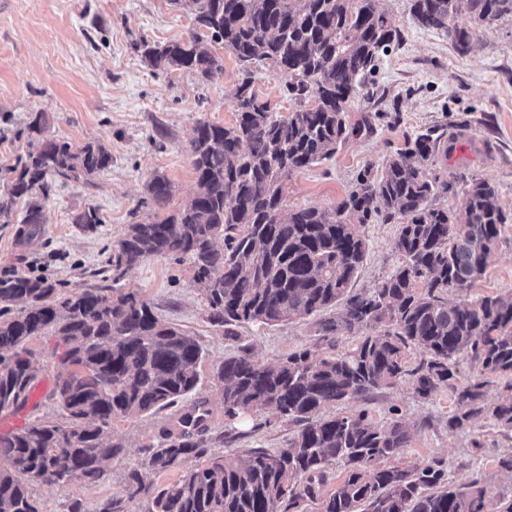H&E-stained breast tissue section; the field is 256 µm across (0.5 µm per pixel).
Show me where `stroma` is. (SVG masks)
<instances>
[{"instance_id": "stroma-1", "label": "stroma", "mask_w": 512, "mask_h": 512, "mask_svg": "<svg viewBox=\"0 0 512 512\" xmlns=\"http://www.w3.org/2000/svg\"><path fill=\"white\" fill-rule=\"evenodd\" d=\"M376 5L400 31L401 41L381 56L370 82L352 102L348 120L357 133L332 158L292 175L282 211L336 205L360 171L380 169L406 139L438 127L442 139L430 170L453 183L456 193L449 196V205L457 204L467 180L486 178L496 184L509 217L484 278L470 294L512 293V18L487 28L463 55L445 31L415 23L411 0H376ZM193 30L191 16L175 11L169 0H11L0 10V194L11 182L7 166L39 139H62L75 148L98 143L111 156L104 170L52 182L44 233L35 242L18 244L14 225L0 223V274L21 269L71 290L116 286L138 292L161 318L196 336L203 349L200 381L190 401L207 403L211 452L279 448L292 424L262 414L227 420L215 371L224 359L245 351L273 363L304 348L327 356L349 346L353 336L347 332L331 342L321 338L322 323L339 321L341 307L268 327L243 324L230 339L223 328L209 323L189 263L150 257L119 277L108 263L129 224L164 218L195 192L189 145L197 121L227 127L235 121L232 92L241 72L222 46L212 51L222 57L224 71L207 82L190 71L148 67L137 49L144 41L188 38ZM252 71L260 98L280 114L294 110L284 94L285 74L264 61ZM36 121L41 124L37 132L31 129ZM157 174L173 186L162 209L155 208L147 191ZM91 208L100 223H77V216ZM364 235L367 254L353 284L357 293L373 288L402 261L395 248L397 225L369 224ZM188 403L113 418L108 438L122 442V452L104 463L93 485L31 483L42 512H69L77 499L92 510L122 494L128 472L144 466L150 449L173 429ZM359 410L377 424L399 420L409 428L410 441L392 465L407 468L440 459L449 480L463 483L478 476L492 493L512 492V479L498 466L500 458L512 453V434L501 432L486 415L450 428L456 403L448 387L423 400L404 380L328 412Z\"/></svg>"}]
</instances>
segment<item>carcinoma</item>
Segmentation results:
<instances>
[{
    "instance_id": "carcinoma-1",
    "label": "carcinoma",
    "mask_w": 512,
    "mask_h": 512,
    "mask_svg": "<svg viewBox=\"0 0 512 512\" xmlns=\"http://www.w3.org/2000/svg\"><path fill=\"white\" fill-rule=\"evenodd\" d=\"M205 23L204 37L233 48L242 71L227 128L200 121L191 139L197 190L186 205L162 220L127 227L112 269L145 258L187 261L204 297L208 320L236 336L240 324L272 325L343 305L341 322L322 326L323 336L357 333L344 351L319 356L305 348L274 364L245 353L224 360L216 373L224 416L271 412L295 425L281 448L243 454L209 452L208 410L186 412L178 432L152 449L148 469L179 473L156 486L138 469L125 493L98 512H299L305 502L318 512H512V496L493 495L481 478L455 484L440 460L412 468L388 466L409 442L405 425L373 422L366 411L319 412L373 390L412 380L417 397L441 386L457 405L450 426L461 428L486 413L512 432V293L474 300L452 293L473 287L487 270L508 217L496 187L471 178L460 207L441 205L453 184L431 176L439 147L434 130L407 140L376 172L367 169L336 206L308 207L282 216V198L295 172L331 158L350 135L346 113L380 54L399 42L400 31L373 0H169ZM467 12L473 25L451 26ZM411 14L425 29L444 30L467 53L485 28L512 16V0H413ZM145 63L170 72L190 70L204 80L222 74V59L193 33L185 41L137 45ZM268 61L288 75L285 93L298 108L281 116L259 99L251 66ZM315 104L308 105L310 99ZM100 144L74 151L67 142L41 139L7 168L15 174L0 194V220L9 223L16 199L27 195L20 221L25 240L42 234L48 178L70 171L91 175L108 167ZM155 205L171 195L170 182L148 184ZM380 220L399 225L395 248L404 257L369 291L354 294L366 254L363 227ZM224 248H217L218 241ZM19 310H14L18 304ZM50 333L62 348L49 397L68 425L34 420L0 436V512H40L27 482L65 487L89 485L122 445L105 429L114 417H135L175 405L199 384L202 348L195 337L161 319L134 291L101 288L67 291L58 281L18 270L0 274V414L27 405L37 384L29 342ZM420 361L411 367L405 353ZM479 373L452 383L460 359ZM505 381L491 407L484 389ZM346 474L326 490L329 465Z\"/></svg>"
}]
</instances>
